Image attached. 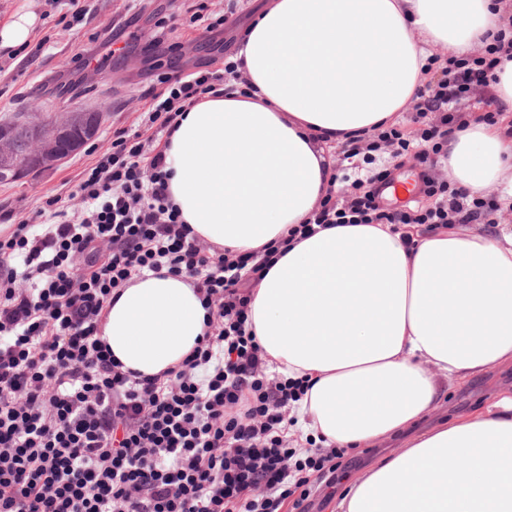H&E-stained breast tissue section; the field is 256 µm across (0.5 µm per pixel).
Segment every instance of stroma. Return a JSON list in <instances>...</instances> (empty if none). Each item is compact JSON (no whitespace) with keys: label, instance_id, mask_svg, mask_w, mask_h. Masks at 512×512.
Returning a JSON list of instances; mask_svg holds the SVG:
<instances>
[{"label":"stroma","instance_id":"1","mask_svg":"<svg viewBox=\"0 0 512 512\" xmlns=\"http://www.w3.org/2000/svg\"><path fill=\"white\" fill-rule=\"evenodd\" d=\"M25 3L42 19L34 39L44 48L31 61L22 52L11 57L0 54V124L33 103L47 116L73 107H101L106 120L93 144L51 172L0 183L1 215L32 213L54 195L69 197L71 210H78L79 202L71 194L83 170L110 147L114 130L145 132L152 94L160 90L162 75L223 68L233 50L232 36L258 6L257 0H235L236 8L224 26L225 40L207 42L201 37L200 23L191 20L192 11L202 3L211 12H222L226 0H82L86 15L80 20L72 18L68 0H0V22ZM160 17L172 18L175 31L166 44L152 50L148 43ZM111 31L130 43V53L112 57L100 71L80 70L91 39L106 38ZM506 393L512 394L511 362L493 367L467 386L449 384L441 403L418 428L427 430L484 409Z\"/></svg>","mask_w":512,"mask_h":512}]
</instances>
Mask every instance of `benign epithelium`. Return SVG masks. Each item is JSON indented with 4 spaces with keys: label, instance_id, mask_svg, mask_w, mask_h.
I'll use <instances>...</instances> for the list:
<instances>
[{
    "label": "benign epithelium",
    "instance_id": "1",
    "mask_svg": "<svg viewBox=\"0 0 512 512\" xmlns=\"http://www.w3.org/2000/svg\"><path fill=\"white\" fill-rule=\"evenodd\" d=\"M104 113L73 108L51 116L22 114L20 126L27 135V149L19 156L15 131L0 128V182L17 181L26 174L58 167L72 153L97 137Z\"/></svg>",
    "mask_w": 512,
    "mask_h": 512
}]
</instances>
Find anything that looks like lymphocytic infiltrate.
Returning <instances> with one entry per match:
<instances>
[{
	"mask_svg": "<svg viewBox=\"0 0 512 512\" xmlns=\"http://www.w3.org/2000/svg\"><path fill=\"white\" fill-rule=\"evenodd\" d=\"M496 59L456 60L421 88L412 130L378 132L421 168L430 206L386 207L388 171L344 182V205L321 203L319 224H474L493 211L436 182L458 105L494 80ZM223 70L163 77L149 112L170 136L204 95H223ZM440 121L426 124L428 113ZM82 206L50 197L0 237V512H310L311 476L335 473L336 452L297 457L283 435L302 381L268 373L248 329L250 290L271 253L224 257L192 235L168 199L163 152L114 131L85 168ZM194 278L209 311L203 340L173 377L123 371L97 336L112 293L144 271Z\"/></svg>",
	"mask_w": 512,
	"mask_h": 512,
	"instance_id": "1",
	"label": "lymphocytic infiltrate"
}]
</instances>
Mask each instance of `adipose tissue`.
<instances>
[{
	"label": "adipose tissue",
	"mask_w": 512,
	"mask_h": 512,
	"mask_svg": "<svg viewBox=\"0 0 512 512\" xmlns=\"http://www.w3.org/2000/svg\"><path fill=\"white\" fill-rule=\"evenodd\" d=\"M512 0H267L242 31L248 94L205 97L164 149L184 224L233 255L287 242L251 293L250 330L273 371L306 382L295 426L325 447L403 450L352 479L339 512H512V397L426 431L458 382L512 361V232L336 224L302 240L332 187L331 149L395 124L434 51L496 43ZM38 15L0 23V53L28 45ZM446 166L468 194L512 205V116L448 135ZM192 278L133 276L100 323L124 370L179 369L206 331Z\"/></svg>",
	"instance_id": "ef3b65f1"
}]
</instances>
